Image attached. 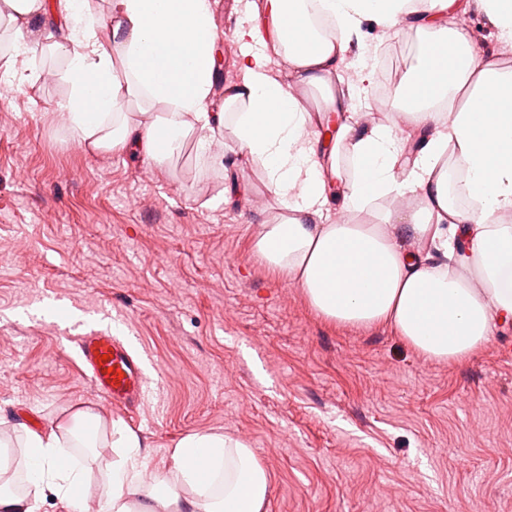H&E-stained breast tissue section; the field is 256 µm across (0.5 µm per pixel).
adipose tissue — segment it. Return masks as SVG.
<instances>
[{"instance_id": "obj_1", "label": "adipose tissue", "mask_w": 512, "mask_h": 512, "mask_svg": "<svg viewBox=\"0 0 512 512\" xmlns=\"http://www.w3.org/2000/svg\"><path fill=\"white\" fill-rule=\"evenodd\" d=\"M0 0V41L10 54L0 81L33 85L37 50L66 59V96L57 119L85 150L109 153L135 141L146 158L172 153L194 136L198 159L224 166L260 161L275 193L294 194L286 215L265 218L253 249L303 289L325 319L360 327L393 325L417 352L459 362L484 349L512 319V69L478 52L454 29L458 12L481 13L512 49V0H251L234 40L241 53L223 111L210 104L218 75V27L211 0ZM335 24L320 35L308 6ZM67 31L56 41L48 16ZM421 33L415 63L391 102L387 125L362 123L358 101L374 75L370 55L349 60L363 24ZM286 62L280 75L272 55ZM318 91L309 111L298 89ZM136 102L133 118L111 117ZM240 105L239 155L211 150L225 110ZM342 117L331 146L314 112ZM420 141L403 167L402 140ZM349 156L354 179L342 173ZM352 214L389 193L413 198L377 223H325L330 182ZM70 423L25 430L13 458L0 459V512H39L55 498L62 512H266L269 477L252 448L219 432L190 433L169 450L171 467L148 472L139 435L80 408ZM109 432L112 461L100 487L67 450L71 422ZM25 471L22 492L11 475Z\"/></svg>"}]
</instances>
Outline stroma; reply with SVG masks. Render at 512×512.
Returning a JSON list of instances; mask_svg holds the SVG:
<instances>
[{
  "mask_svg": "<svg viewBox=\"0 0 512 512\" xmlns=\"http://www.w3.org/2000/svg\"><path fill=\"white\" fill-rule=\"evenodd\" d=\"M223 103L242 0H215ZM419 35L368 25L361 45L397 59ZM62 55L36 56L34 87L0 85V411L33 430L77 405L136 431L149 472L192 433L253 448L268 512H512V322L461 363L436 362L387 324L324 320L252 247L283 211L260 163L227 171L192 141L154 162L89 153L53 116ZM130 342L145 397L129 412L92 388L85 326Z\"/></svg>",
  "mask_w": 512,
  "mask_h": 512,
  "instance_id": "35a3bbf8",
  "label": "stroma"
}]
</instances>
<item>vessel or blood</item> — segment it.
Returning <instances> with one entry per match:
<instances>
[{"label": "vessel or blood", "instance_id": "vessel-or-blood-1", "mask_svg": "<svg viewBox=\"0 0 512 512\" xmlns=\"http://www.w3.org/2000/svg\"><path fill=\"white\" fill-rule=\"evenodd\" d=\"M81 362L106 402L133 410L144 399V373L139 359L111 333L93 329L77 338Z\"/></svg>", "mask_w": 512, "mask_h": 512}]
</instances>
